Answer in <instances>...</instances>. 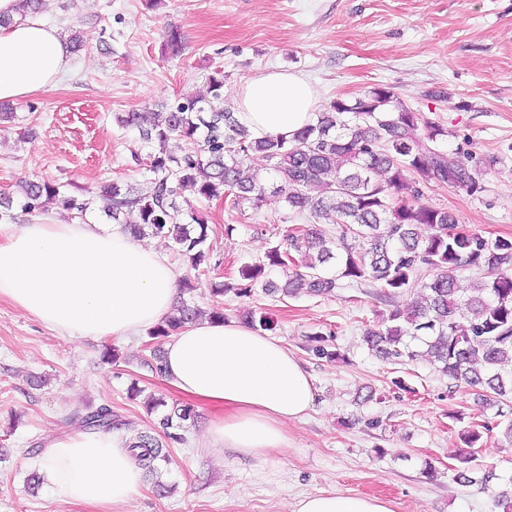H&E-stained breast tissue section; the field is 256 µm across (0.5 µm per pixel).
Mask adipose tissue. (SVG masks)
<instances>
[{"mask_svg": "<svg viewBox=\"0 0 512 512\" xmlns=\"http://www.w3.org/2000/svg\"><path fill=\"white\" fill-rule=\"evenodd\" d=\"M0 0V102L56 84L70 50L58 27L20 19ZM318 88L304 75L267 71L238 89L236 118L251 137L289 138L312 123ZM180 272L121 225L78 220L0 224V297L73 340L138 336L170 313ZM163 378L179 395L217 408L204 441L263 459L287 444L285 426L314 404L311 377L287 348L235 321H198L165 345ZM49 493L116 512L142 487V469L110 433L49 439L38 452ZM292 512H393L390 501L341 492L301 496Z\"/></svg>", "mask_w": 512, "mask_h": 512, "instance_id": "ef3b65f1", "label": "adipose tissue"}]
</instances>
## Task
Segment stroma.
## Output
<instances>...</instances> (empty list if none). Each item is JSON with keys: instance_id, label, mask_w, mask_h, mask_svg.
<instances>
[{"instance_id": "1", "label": "stroma", "mask_w": 512, "mask_h": 512, "mask_svg": "<svg viewBox=\"0 0 512 512\" xmlns=\"http://www.w3.org/2000/svg\"><path fill=\"white\" fill-rule=\"evenodd\" d=\"M41 18L77 29L81 50L60 80L12 104L0 124V190L22 180L52 179L69 191H99L111 182L149 176V144L121 128L116 114L166 111L181 97L203 94L224 74V101L265 70L304 74L321 105L352 99L377 85L446 129L444 150L486 160L482 193L441 183L422 187L423 204L443 208L460 225L493 240H512V0H44ZM180 27L184 50L164 49L165 31ZM183 200L208 217L210 264L179 262L195 290L188 303L239 321L272 317L270 335L301 362L316 388L307 414L285 426L288 445L268 460L204 445L214 409L200 405L185 441L144 476L123 512H291L304 494L340 491L392 501L394 512H502L496 495L512 475V447L490 433L480 452L495 472L489 491L459 480L451 454L472 420H493L495 407L475 404L471 390H451L425 360L381 361L365 336L384 307L370 284L329 298L215 297L210 285L236 277L246 262L283 244L286 210L225 211L185 189ZM333 332L340 356L307 348L315 332ZM165 338L115 340V364L101 361L104 342L75 341L46 328L0 298V512H94L87 505L31 490L28 478L52 436L75 433L74 415L106 405L144 431L159 426L179 395L150 367ZM164 407L147 411L148 397ZM434 469L433 478L423 474Z\"/></svg>"}]
</instances>
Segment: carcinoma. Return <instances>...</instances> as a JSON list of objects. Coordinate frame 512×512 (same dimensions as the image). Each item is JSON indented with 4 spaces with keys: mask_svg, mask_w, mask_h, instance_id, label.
I'll return each instance as SVG.
<instances>
[{
    "mask_svg": "<svg viewBox=\"0 0 512 512\" xmlns=\"http://www.w3.org/2000/svg\"><path fill=\"white\" fill-rule=\"evenodd\" d=\"M209 98L193 95L159 115L148 108L117 117L154 146L150 178L143 184L114 182L104 188L107 213L114 221L133 214L128 230L136 238L164 235L191 269L209 261L208 225L178 197L190 186L207 201H222L229 211L246 204L255 209L284 202L291 218L285 250L276 246L265 259L243 265L234 283H212L211 293L248 297L257 285L286 298L333 297L343 281L368 282L373 295L388 305L376 328L366 334L368 349L393 363L428 360L455 387H467L483 403H512V240H489L458 224L455 216L419 202L421 183L439 182L469 195L484 191L482 161L473 153L447 152L438 146L445 129L375 86L352 100L337 98L315 121L288 140L253 139L224 104V74L209 76ZM260 156L288 193L267 188L251 166ZM57 199L82 218L93 199L66 193L50 181H22L19 196L0 195L10 216L14 202L27 213ZM320 224L340 228L330 238ZM430 233H420L421 226ZM353 243H348V240ZM361 247H355V243ZM300 254L295 259L292 252ZM286 270L277 286L265 280L266 269ZM473 268L482 276L460 293L455 272ZM416 291L418 299L404 309L397 299ZM224 319V310L209 312L181 303L150 336L168 337L203 316ZM196 418L194 406L178 404L161 419L165 436L137 432L129 437L138 465L157 470L167 459L164 449L184 440L182 429ZM80 431L109 433L127 423L100 406L75 417ZM486 424L466 429V449L454 455L459 476L480 467Z\"/></svg>",
    "mask_w": 512,
    "mask_h": 512,
    "instance_id": "cac0c4a2",
    "label": "carcinoma"
}]
</instances>
